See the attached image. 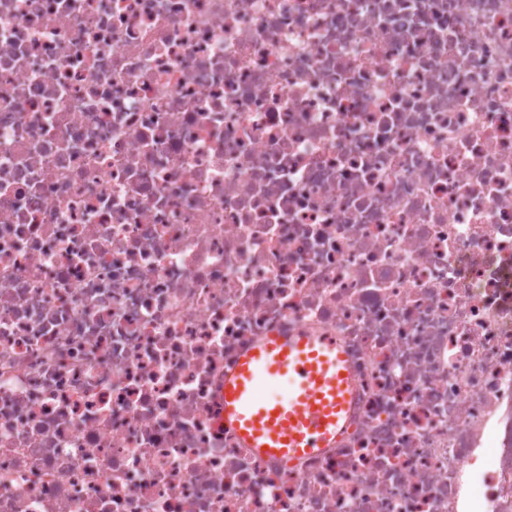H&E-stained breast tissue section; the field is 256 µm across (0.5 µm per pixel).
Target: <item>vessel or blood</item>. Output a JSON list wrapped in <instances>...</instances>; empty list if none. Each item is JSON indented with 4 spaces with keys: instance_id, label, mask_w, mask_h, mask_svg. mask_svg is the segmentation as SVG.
I'll list each match as a JSON object with an SVG mask.
<instances>
[{
    "instance_id": "vessel-or-blood-1",
    "label": "vessel or blood",
    "mask_w": 512,
    "mask_h": 512,
    "mask_svg": "<svg viewBox=\"0 0 512 512\" xmlns=\"http://www.w3.org/2000/svg\"><path fill=\"white\" fill-rule=\"evenodd\" d=\"M287 382L283 394L272 388ZM351 377L335 345L272 336L241 358L224 381V420L248 447L294 459L331 447L350 408Z\"/></svg>"
}]
</instances>
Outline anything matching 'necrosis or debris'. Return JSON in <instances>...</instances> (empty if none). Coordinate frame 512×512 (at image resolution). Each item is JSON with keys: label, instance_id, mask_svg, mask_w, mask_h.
<instances>
[{"label": "necrosis or debris", "instance_id": "necrosis-or-debris-1", "mask_svg": "<svg viewBox=\"0 0 512 512\" xmlns=\"http://www.w3.org/2000/svg\"><path fill=\"white\" fill-rule=\"evenodd\" d=\"M0 512H512V0H0ZM288 383L285 394L270 389ZM351 377L336 345L270 336L224 380V421L249 448L294 459L330 448L350 408Z\"/></svg>", "mask_w": 512, "mask_h": 512}]
</instances>
